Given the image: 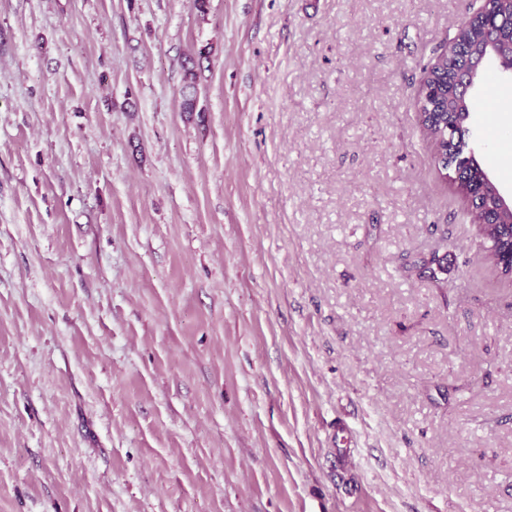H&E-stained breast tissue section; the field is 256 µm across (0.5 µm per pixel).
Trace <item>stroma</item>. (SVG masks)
I'll return each mask as SVG.
<instances>
[{
    "mask_svg": "<svg viewBox=\"0 0 512 512\" xmlns=\"http://www.w3.org/2000/svg\"><path fill=\"white\" fill-rule=\"evenodd\" d=\"M481 5L0 0V512H512V281L414 107Z\"/></svg>",
    "mask_w": 512,
    "mask_h": 512,
    "instance_id": "1",
    "label": "stroma"
}]
</instances>
